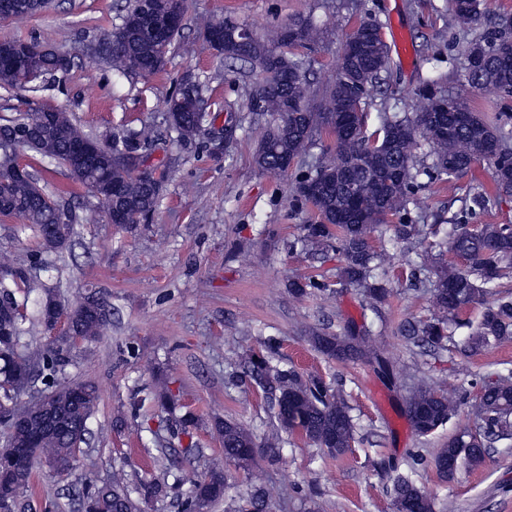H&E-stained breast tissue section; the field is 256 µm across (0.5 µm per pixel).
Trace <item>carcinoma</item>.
Returning a JSON list of instances; mask_svg holds the SVG:
<instances>
[{"mask_svg":"<svg viewBox=\"0 0 512 512\" xmlns=\"http://www.w3.org/2000/svg\"><path fill=\"white\" fill-rule=\"evenodd\" d=\"M14 12L35 15L48 8L44 0H13ZM141 0H126L119 15L120 23L93 38L88 50L112 71L122 75L154 76L165 70L172 46L180 29H165L155 36L145 32L146 20L140 17ZM481 0H448L457 24L472 35L465 54L466 86L474 92L512 97V32L501 18L494 30H480L483 12ZM381 25L364 21L359 25L361 37L351 54L338 60L336 79L319 98L309 95L305 63L287 48H311L320 39L321 29L312 22L297 19L275 29L260 39L244 25L230 19L202 24L203 37L217 50L220 63L241 62L249 65V80L243 85L242 97L253 115L266 120V130L254 155L256 167L274 175L287 174L285 161L303 154L312 146L316 133L326 127L336 135L330 158L296 175L295 186L319 179L324 192L309 200L318 211L316 224L304 225V240L319 247L336 243L345 259L344 277L364 288L375 302H382L388 291L373 282L376 254L370 245L371 234L383 223L386 214L399 217L392 225L393 237L404 241L420 233L419 225L409 223V206H418L422 184L418 176L445 182L461 176L471 164L487 162L492 168L493 192L512 193V150L504 143L503 128L508 122L491 123L473 110L461 97L428 86L418 96L421 105L412 115L384 116L382 126L367 133L363 104L370 88L383 80L390 64V48L380 38ZM74 55L45 52L28 70L20 64H0V88H17L43 80L51 87L71 70ZM446 100L449 111L439 115L429 131L420 130V113L428 112L435 102ZM169 128L182 148H207L199 135L201 127L211 123L215 105L205 85L190 77L182 79L175 95L167 101ZM463 112L469 120L457 123L454 113ZM46 109L30 103L26 110L0 120V215L16 217L41 237L47 251H61L71 242L75 226L81 223V204L50 194L38 184L33 174L25 180L12 178L15 157L12 145L33 153L42 165L64 168L78 184L89 185L88 198L101 196L112 200L129 224L152 219L164 191V183L155 169L140 170L134 159L155 146L157 138L149 125L127 128L110 136H97L85 131L66 112H55L45 124ZM451 125L454 132L447 138L442 128ZM81 140H95L104 148L118 145L125 149L123 159L91 158L79 161L70 148ZM425 141L434 155L430 169L414 170V150ZM448 248L465 261L461 269L441 265L434 271V296L442 316L432 321L410 324L404 330L407 340L417 346L439 347L447 338L448 321L458 319L461 312L483 304L484 296L497 287V281L512 274V225L483 224L471 229L456 225L448 237ZM41 291L34 322L49 330L46 311L61 306L53 292L30 274V269L16 266L0 256V305L8 304L16 311L11 335L0 341V361L4 374L0 389V425L13 414L30 419H47L54 433L48 435L42 454L59 472L72 471L76 452L84 441L87 423L93 415L98 389L89 382H60L64 359L61 352L35 349L27 355L17 352L25 335L27 299ZM70 322L87 342L94 341L109 322L112 307L101 295L88 306L75 304L68 308ZM512 337V300L488 305L481 311L475 332L460 349L471 356ZM312 348L342 363L365 359L377 365L385 376L392 367L382 354L369 349L364 337L311 332ZM25 371L29 378L44 385L43 395L26 401L11 386V376ZM248 372L269 393L280 426L302 436L336 456L352 449L355 441L350 408L339 390L318 379L305 378L293 369L273 370L265 356L250 357ZM83 389L76 403L70 389ZM453 411L444 391L424 384L409 388L405 397V416L419 437L433 434L445 425ZM477 430L467 437L453 435L434 459L439 473L452 474L444 463L448 455L457 454L461 463L473 468L482 465L488 448L502 439H512V380L500 379L484 385L476 412ZM214 429L224 443V464L213 466L203 477L193 481L192 489L181 502L182 512H200L225 498L231 488L228 468L244 471L258 467V448L253 434L232 420L217 421ZM27 438V431H7L0 445V458L16 454ZM382 467L392 474L396 512H435L434 500L399 471L393 462ZM253 492L244 512H268L270 493L259 474L252 475ZM84 498L95 502L99 512H138L131 498L125 474L112 473V480L85 490ZM21 495L0 484V512H18Z\"/></svg>","mask_w":512,"mask_h":512,"instance_id":"obj_1","label":"carcinoma"}]
</instances>
